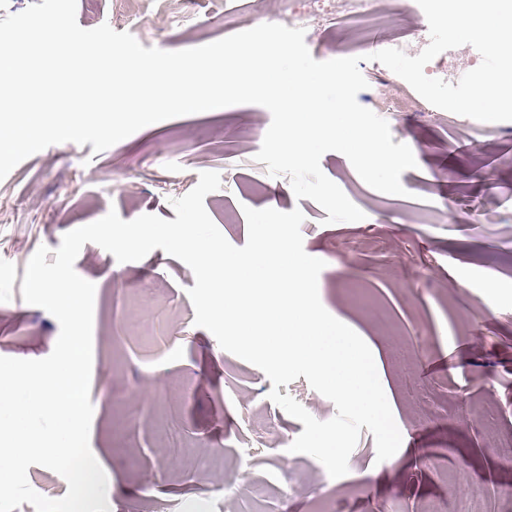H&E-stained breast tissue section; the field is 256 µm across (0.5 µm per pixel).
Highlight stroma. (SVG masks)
<instances>
[{"label": "stroma", "instance_id": "1", "mask_svg": "<svg viewBox=\"0 0 512 512\" xmlns=\"http://www.w3.org/2000/svg\"><path fill=\"white\" fill-rule=\"evenodd\" d=\"M245 10L252 25L273 22L269 0H77V21L130 32L143 47L178 51L224 36V22ZM422 10L384 0L368 41L343 30L308 40L315 60L361 56L376 44L410 41L426 26ZM270 112L243 104L145 127L109 149L52 145L0 181V356L42 359L58 321L28 305L25 268L39 246L116 210L123 220L176 214L171 199L190 192L203 171L222 186L205 208L234 246L248 237L245 208L300 209L305 249L326 266L323 306L380 351L381 385L413 459L377 461L374 437L361 431L347 475L329 477L314 457L290 452L301 422L273 403L278 390L326 421L334 404L305 377L273 386L258 367L220 347L194 323L189 267L155 249L120 263L87 243L77 273L96 281L90 448L103 459L110 512H455L479 491L485 512H512V468L496 450L512 439V297L492 294V279L512 280V121L485 123L449 114L389 117L394 142L408 144L416 168L401 175L405 195L369 187L341 153L321 169L365 214L358 224L327 223L316 202L296 198L288 177L256 161ZM385 307L409 339L412 369L395 375L394 341L363 305ZM124 402L110 398L112 389ZM181 433L192 460L166 448L160 423ZM224 454L223 472L206 468Z\"/></svg>", "mask_w": 512, "mask_h": 512}]
</instances>
